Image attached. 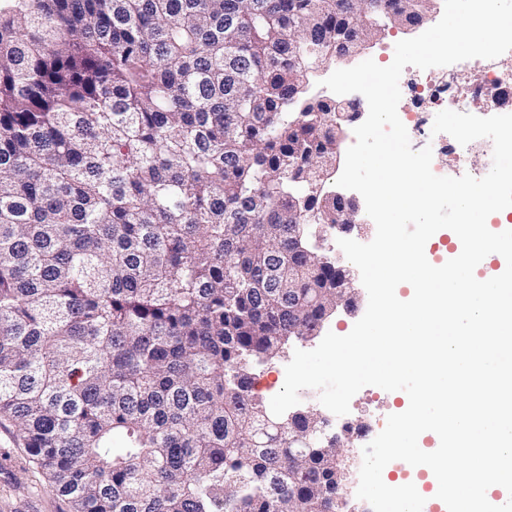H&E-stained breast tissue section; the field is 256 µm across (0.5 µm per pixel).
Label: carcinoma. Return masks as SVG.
<instances>
[{"label":"carcinoma","mask_w":512,"mask_h":512,"mask_svg":"<svg viewBox=\"0 0 512 512\" xmlns=\"http://www.w3.org/2000/svg\"><path fill=\"white\" fill-rule=\"evenodd\" d=\"M404 2L0 9V418L72 512H336L322 420L269 425L255 369L342 281L295 231L343 223L356 113L309 79ZM316 94L320 95L323 98L327 99H336V102L339 103H345L348 106L347 110L350 112H359L360 116L357 118L356 122H353L351 124H347L344 128V133L342 135V143L339 151V158L336 163V180L339 178V173L343 170L344 162H345V154L348 149V143L349 141V135L351 132V129L356 126L360 125L364 122V120L361 118L364 114H368V103L366 98H363L360 96L359 93H356L357 96H353V93L345 94V95H337L330 91L328 88L321 86L318 84L316 88ZM361 118V119H360Z\"/></svg>","instance_id":"1"}]
</instances>
